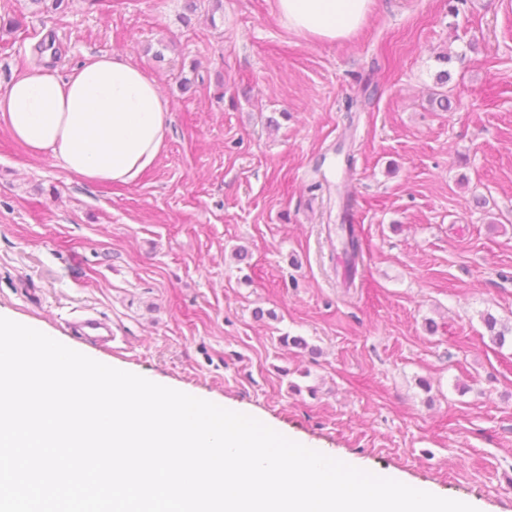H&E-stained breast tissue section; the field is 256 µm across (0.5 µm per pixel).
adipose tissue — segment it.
<instances>
[{
	"mask_svg": "<svg viewBox=\"0 0 512 512\" xmlns=\"http://www.w3.org/2000/svg\"><path fill=\"white\" fill-rule=\"evenodd\" d=\"M373 0H276L289 30L319 42L351 36ZM170 105L156 81L117 55L87 56L67 77L33 66L0 89V124L34 157L89 183L130 184L166 145Z\"/></svg>",
	"mask_w": 512,
	"mask_h": 512,
	"instance_id": "obj_1",
	"label": "adipose tissue"
}]
</instances>
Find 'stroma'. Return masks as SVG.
I'll return each mask as SVG.
<instances>
[{"instance_id":"stroma-1","label":"stroma","mask_w":512,"mask_h":512,"mask_svg":"<svg viewBox=\"0 0 512 512\" xmlns=\"http://www.w3.org/2000/svg\"><path fill=\"white\" fill-rule=\"evenodd\" d=\"M223 4L71 0L48 19L0 0V88L114 53L172 118L130 185L86 183L0 126V315L329 457L512 512V337L493 344L482 320L512 328V0H374L333 44L288 31L275 0ZM48 36L58 53L36 60ZM439 90L450 110L431 107ZM350 223L363 260L346 288L332 248ZM87 315L111 324L109 347L73 331Z\"/></svg>"}]
</instances>
